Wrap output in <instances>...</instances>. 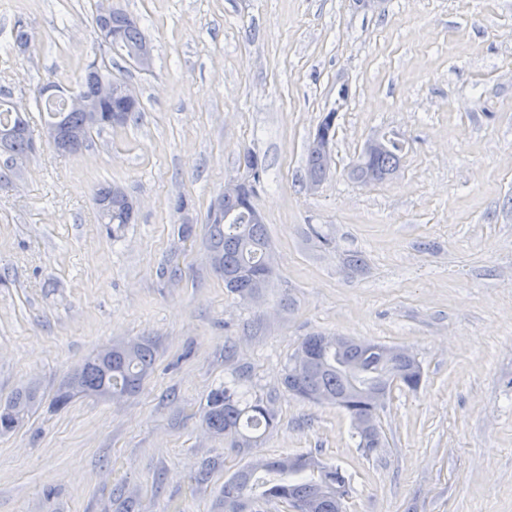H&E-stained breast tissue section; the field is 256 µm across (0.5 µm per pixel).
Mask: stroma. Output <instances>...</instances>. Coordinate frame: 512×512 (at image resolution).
I'll use <instances>...</instances> for the list:
<instances>
[{
	"mask_svg": "<svg viewBox=\"0 0 512 512\" xmlns=\"http://www.w3.org/2000/svg\"><path fill=\"white\" fill-rule=\"evenodd\" d=\"M99 2L0 0V86L35 142L0 180V400L42 394L0 435V512H222L236 470L305 453L351 476L344 512H512V0H112L153 44L146 71L97 42ZM19 20L25 50L10 46ZM102 61L139 117L57 153L33 92ZM332 110L334 164L311 192L307 147ZM384 135L406 145L396 172L352 181ZM248 151L274 258L254 301L228 292L207 247ZM103 185L137 203L117 239L93 203ZM316 332L421 365L380 411L372 454L345 410L283 385ZM141 336L157 357L138 392L53 405L86 358ZM230 381L277 415L258 447L205 429ZM39 397V388L37 385L32 384L23 390L17 391L3 404L0 403V406L2 404L3 406L18 407L16 419H11V426L9 427H1L0 425V434H8L21 428L39 403Z\"/></svg>",
	"mask_w": 512,
	"mask_h": 512,
	"instance_id": "obj_1",
	"label": "stroma"
}]
</instances>
